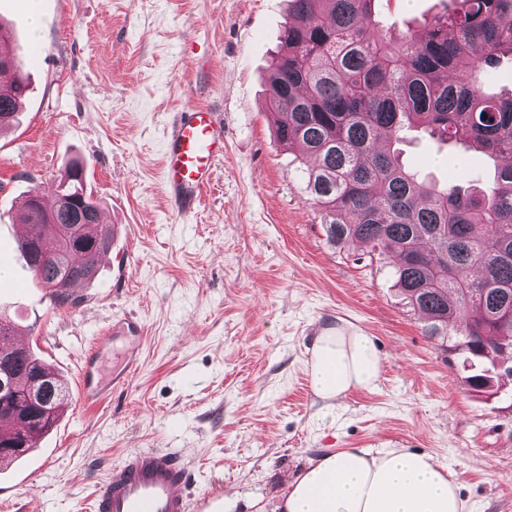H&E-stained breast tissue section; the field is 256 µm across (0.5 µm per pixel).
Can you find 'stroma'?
Masks as SVG:
<instances>
[{"mask_svg":"<svg viewBox=\"0 0 512 512\" xmlns=\"http://www.w3.org/2000/svg\"><path fill=\"white\" fill-rule=\"evenodd\" d=\"M448 0H378L399 34ZM287 0H0L28 68L16 128L0 134V250L28 192L82 160L115 236L96 286L56 306L24 261L0 282V313L68 387L55 427L0 466V512H85L95 481L134 448L179 452L191 502L278 512L287 481L339 448H410L448 465L470 512H512V399L475 395L460 359L427 338L394 291L393 267L328 241L295 151L280 144L266 78ZM215 112L224 158L197 212L163 190L167 131L184 105ZM398 149L420 178L487 184L480 151L407 131ZM25 281L16 293L13 281ZM361 326L383 357L376 387L333 408L313 392L318 327ZM133 320L128 335L117 323ZM102 376L140 359L128 389L82 403L78 369L101 336Z\"/></svg>","mask_w":512,"mask_h":512,"instance_id":"35a3bbf8","label":"stroma"}]
</instances>
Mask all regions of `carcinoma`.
<instances>
[{
    "label": "carcinoma",
    "mask_w": 512,
    "mask_h": 512,
    "mask_svg": "<svg viewBox=\"0 0 512 512\" xmlns=\"http://www.w3.org/2000/svg\"><path fill=\"white\" fill-rule=\"evenodd\" d=\"M281 44L268 77L276 137L305 161L306 188L319 206L328 240L358 243L391 258L401 301L424 320L425 335L464 356L475 392L512 378V88L488 75L512 61V0H451L453 7L395 38L379 32L375 0H289ZM0 130L18 117L28 89L12 37L0 28ZM417 127L435 140L473 146L494 162L486 187L438 186L407 169L380 143ZM21 219L32 271L59 307L75 306L76 277L94 286L97 259L114 231L84 166L72 163L56 185L27 196ZM0 315V465L23 457L60 417V377L29 350L14 346ZM45 378L41 404L50 421L24 417L26 385Z\"/></svg>",
    "instance_id": "carcinoma-1"
}]
</instances>
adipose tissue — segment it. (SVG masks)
I'll use <instances>...</instances> for the list:
<instances>
[{
  "instance_id": "1",
  "label": "adipose tissue",
  "mask_w": 512,
  "mask_h": 512,
  "mask_svg": "<svg viewBox=\"0 0 512 512\" xmlns=\"http://www.w3.org/2000/svg\"><path fill=\"white\" fill-rule=\"evenodd\" d=\"M314 394L328 404L373 388L382 359L352 323L319 328L307 361ZM283 512H468L451 470L406 448H340L309 460L288 482Z\"/></svg>"
}]
</instances>
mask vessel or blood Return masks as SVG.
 <instances>
[{
  "instance_id": "b4317fda",
  "label": "vessel or blood",
  "mask_w": 512,
  "mask_h": 512,
  "mask_svg": "<svg viewBox=\"0 0 512 512\" xmlns=\"http://www.w3.org/2000/svg\"><path fill=\"white\" fill-rule=\"evenodd\" d=\"M224 157V137L214 112L189 105L177 113L163 149V188L169 206L180 216L196 212ZM101 370L95 354L82 365L80 394L84 404L102 401ZM190 473L178 452L137 449L97 484L92 512H188Z\"/></svg>"
}]
</instances>
